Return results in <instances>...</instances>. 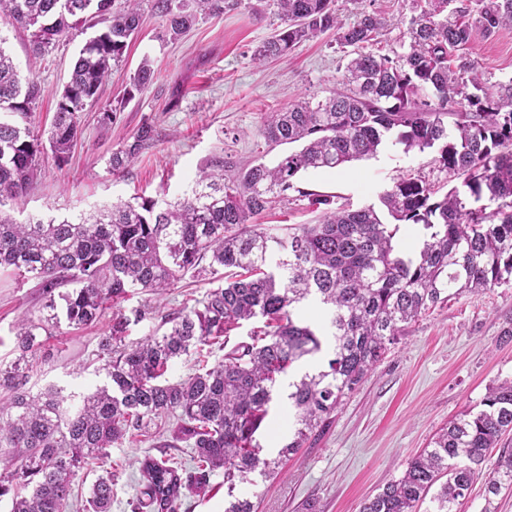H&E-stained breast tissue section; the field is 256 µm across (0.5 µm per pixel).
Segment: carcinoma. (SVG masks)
<instances>
[{"instance_id":"obj_1","label":"carcinoma","mask_w":512,"mask_h":512,"mask_svg":"<svg viewBox=\"0 0 512 512\" xmlns=\"http://www.w3.org/2000/svg\"><path fill=\"white\" fill-rule=\"evenodd\" d=\"M143 0H0V17L29 32L43 53L87 23L102 25L79 52L57 102L48 142L57 165L67 162L80 132V112L98 102L112 66L122 61L141 26ZM176 39L197 16L241 7L243 0H151ZM407 50L394 58L368 50L385 20L362 11L345 24L335 0H278L284 27L259 44L258 64L284 58L301 43L332 32L348 49L342 90L265 113L261 134L275 143H302L273 167L203 169L191 195L159 205L143 197L69 217L31 216L19 223L5 207L30 187L45 155L42 134L31 128L41 86L25 77L0 39V269L38 280L48 314L26 317L16 332L18 358L0 363V498L10 512H65L78 472L102 465L108 448L131 432L150 433L157 421L177 418L176 442L192 449L196 477L183 478L176 458H145L140 465L138 512H179L186 494L206 493L211 476L233 488L257 468L275 473L313 434L322 432L342 397L357 389L406 327L445 301L443 294H476L512 284V78L492 85L464 56L473 31L491 36L512 27V0H411ZM155 69L136 70L128 97L147 90ZM404 151L434 150L446 179H462L443 195L433 185L401 178L380 196L392 222L372 206L325 209L314 224L288 228L284 237L249 225L276 198L287 196L297 175L338 169L369 158L389 136ZM156 138L142 125L112 151V173L123 172ZM494 202L486 212L482 201ZM401 224H421L428 239L413 256L395 250ZM217 282L198 305L164 317L160 337L126 342L129 319L112 307L130 289L162 295L187 274ZM308 302L331 311L332 358L314 373L288 383L293 436L274 459L260 457L258 431L274 392L294 364L322 351L320 329L295 312ZM112 313L98 340V370L106 381L87 395L49 386L33 394L25 364L40 336L61 321L94 325ZM265 320L251 342L171 383L161 380L184 356L201 352L242 321ZM512 430V379L488 388L481 409L466 411L440 430L433 448L412 458L360 512H457L473 482L484 478L496 496L512 486V450L485 463ZM436 492H431V489ZM112 473L92 485V512L112 505Z\"/></svg>"}]
</instances>
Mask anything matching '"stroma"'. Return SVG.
Here are the masks:
<instances>
[{"label": "stroma", "instance_id": "1", "mask_svg": "<svg viewBox=\"0 0 512 512\" xmlns=\"http://www.w3.org/2000/svg\"><path fill=\"white\" fill-rule=\"evenodd\" d=\"M345 23L358 12H376L386 20L372 50L388 55L406 40L413 14L411 0H336ZM276 0H251L250 8L198 16L178 39L166 33V20L144 9L140 33L123 63L102 85L99 103L81 114L80 135L64 165L45 157L26 195L11 211L29 215H70L144 195L171 201L183 196L199 170L223 162L238 169L254 161L274 164L291 152L288 144L271 145L260 134L265 113L337 88L345 62L332 36L302 43L288 57L255 64V46L280 28ZM0 36L22 75L42 88L31 124L49 128L69 72L87 40L79 33L49 52H34L27 32L0 19ZM468 58L489 82L512 77V28L490 37L474 32ZM157 76L149 89L128 97L130 79L143 58ZM121 104L116 121L101 125L102 107ZM152 124L155 142L121 173L108 160L114 149L143 124ZM437 154L405 151L394 141L376 156L338 170H309L296 177L286 199L253 219L257 227L285 235L288 228L315 223L319 209L312 195L332 197L333 207L379 206L381 193L402 177H422L444 187ZM210 281L185 276L162 300L129 292L119 308L131 316L127 338L140 341L162 335L167 311L194 306ZM45 299L36 281L0 272V361L17 355L16 330L23 316L39 315ZM147 314L133 319L134 310ZM512 285L454 297L409 324L365 381L333 413L329 426L279 468L274 475L249 474L227 491L223 475L211 478L209 493L187 495L180 512H224L230 497L247 498L254 512H359L362 503L398 479L410 459L428 448L439 429L467 410H479L488 386L512 379ZM107 322L59 332L41 339L29 386L53 384L64 392L87 393L102 384L95 362L97 338ZM166 419L151 435L133 434L110 450L116 464L111 512H133L138 490V459L171 456L189 460L190 449H166L175 427ZM294 425L285 390H278L259 440L264 457H275Z\"/></svg>", "mask_w": 512, "mask_h": 512}]
</instances>
